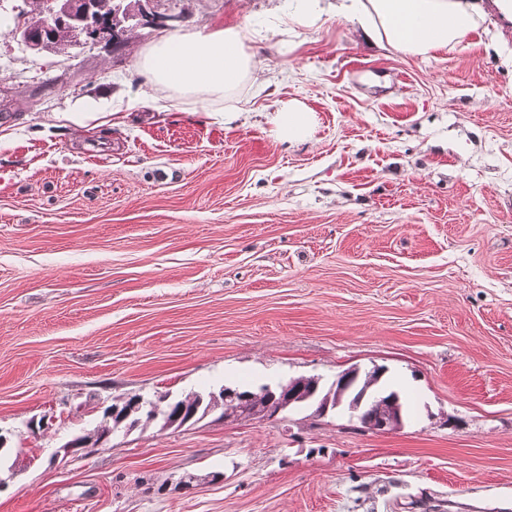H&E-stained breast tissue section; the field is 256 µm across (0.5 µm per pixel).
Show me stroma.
I'll return each mask as SVG.
<instances>
[{"mask_svg": "<svg viewBox=\"0 0 512 512\" xmlns=\"http://www.w3.org/2000/svg\"><path fill=\"white\" fill-rule=\"evenodd\" d=\"M288 4L153 0L168 28L66 55L0 31V431L36 457L0 512H512V20L411 56L333 13L285 31ZM237 24L264 39L232 118L135 67ZM290 100L306 140L271 121ZM376 365L406 404L386 434L302 408L56 454L130 392ZM274 123L278 133L288 141L306 139L313 128L312 110L299 101L284 103L276 111Z\"/></svg>", "mask_w": 512, "mask_h": 512, "instance_id": "1", "label": "stroma"}]
</instances>
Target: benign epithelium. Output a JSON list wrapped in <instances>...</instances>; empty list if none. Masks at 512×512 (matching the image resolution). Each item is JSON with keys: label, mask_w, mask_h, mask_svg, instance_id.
<instances>
[{"label": "benign epithelium", "mask_w": 512, "mask_h": 512, "mask_svg": "<svg viewBox=\"0 0 512 512\" xmlns=\"http://www.w3.org/2000/svg\"><path fill=\"white\" fill-rule=\"evenodd\" d=\"M46 12L32 21L15 28L26 47L34 54L55 51L56 35L63 32L70 40V45L77 47L88 41L107 40L115 45L122 41L124 24L136 22L138 26H158L160 17L149 11L146 5L133 14L120 17L121 8H112V0H49ZM360 371L357 368L346 369L336 375L328 391L320 387L317 377L300 376L278 383L275 388L266 390L268 395L264 403L248 392L224 386L208 394L204 407L196 406L186 409L176 403L167 394L159 399L166 404L162 409L157 403L145 399L139 393H129L123 397V406H107L103 414L112 419V432L132 431L128 420L135 413L150 412V420L160 423V430L182 428L197 417H206L217 409L224 410V421H254L273 419L281 413L295 409L303 404H316V415L326 416L348 401L349 412L354 414L363 403L367 391L358 386ZM403 407L399 397L392 393L380 399L377 413L364 425L372 433L386 434L401 427ZM110 434L99 430L82 431L70 434L59 446L57 454L65 457H86L97 453L108 444Z\"/></svg>", "instance_id": "obj_1"}]
</instances>
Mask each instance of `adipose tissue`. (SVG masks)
Returning a JSON list of instances; mask_svg holds the SVG:
<instances>
[{
    "label": "adipose tissue",
    "instance_id": "obj_1",
    "mask_svg": "<svg viewBox=\"0 0 512 512\" xmlns=\"http://www.w3.org/2000/svg\"><path fill=\"white\" fill-rule=\"evenodd\" d=\"M345 14L375 45L426 56L452 48L484 24L490 12L512 17V0H336ZM249 26L211 32L173 33L162 37L138 59L146 82L195 103L223 99L229 112L238 109V93L256 67ZM285 139H306L313 128L310 108L298 101L280 106L274 116Z\"/></svg>",
    "mask_w": 512,
    "mask_h": 512
}]
</instances>
